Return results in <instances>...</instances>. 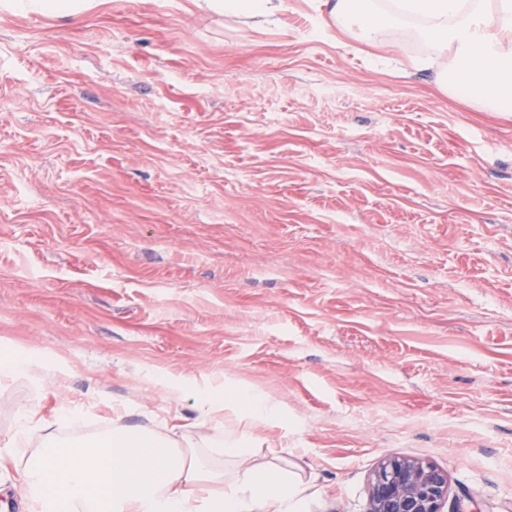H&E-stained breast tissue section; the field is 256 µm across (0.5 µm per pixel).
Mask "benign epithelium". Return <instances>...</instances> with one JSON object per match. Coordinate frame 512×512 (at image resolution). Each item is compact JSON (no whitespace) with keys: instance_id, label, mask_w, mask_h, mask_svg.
Returning <instances> with one entry per match:
<instances>
[{"instance_id":"obj_1","label":"benign epithelium","mask_w":512,"mask_h":512,"mask_svg":"<svg viewBox=\"0 0 512 512\" xmlns=\"http://www.w3.org/2000/svg\"><path fill=\"white\" fill-rule=\"evenodd\" d=\"M447 500L448 473L425 459L391 456L371 474L367 512H443Z\"/></svg>"}]
</instances>
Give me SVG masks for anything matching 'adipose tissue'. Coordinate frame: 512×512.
<instances>
[{
  "label": "adipose tissue",
  "mask_w": 512,
  "mask_h": 512,
  "mask_svg": "<svg viewBox=\"0 0 512 512\" xmlns=\"http://www.w3.org/2000/svg\"><path fill=\"white\" fill-rule=\"evenodd\" d=\"M209 7L258 24L273 22L283 0H206ZM325 17L365 42L389 28L417 23L439 66L438 81L494 112L512 110V0H324ZM202 415L221 421L228 405L252 423L288 418L287 409L262 392L226 383L200 393ZM250 433L225 442L224 456L238 460L232 478L212 474L220 490L207 489L199 464L176 439L125 423L92 442L48 441L23 473L31 512H306V488L277 466L247 464Z\"/></svg>",
  "instance_id": "ef3b65f1"
}]
</instances>
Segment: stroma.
<instances>
[{"label":"stroma","mask_w":512,"mask_h":512,"mask_svg":"<svg viewBox=\"0 0 512 512\" xmlns=\"http://www.w3.org/2000/svg\"><path fill=\"white\" fill-rule=\"evenodd\" d=\"M320 16L0 8V340L47 355L0 389V441L25 432L0 512H27L47 435L100 437L116 407L234 474L210 445L240 414L215 428L167 375L287 407L249 460L308 512H365L387 456L512 512V112L443 91L409 28L375 47Z\"/></svg>","instance_id":"35a3bbf8"}]
</instances>
